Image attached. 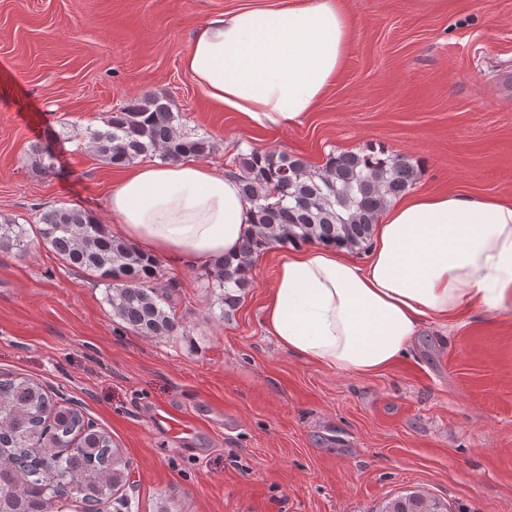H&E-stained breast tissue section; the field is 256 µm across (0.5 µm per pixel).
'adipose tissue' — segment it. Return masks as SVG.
<instances>
[{
  "label": "adipose tissue",
  "mask_w": 512,
  "mask_h": 512,
  "mask_svg": "<svg viewBox=\"0 0 512 512\" xmlns=\"http://www.w3.org/2000/svg\"><path fill=\"white\" fill-rule=\"evenodd\" d=\"M350 37L339 0H295L207 18L185 66L224 110L280 128L314 110ZM108 207L113 235L190 266L237 254L253 231L238 180L201 164L139 165ZM473 306L512 309V202L413 193L386 207L367 262L333 245L289 250L264 322L288 352L360 375L397 360L423 320Z\"/></svg>",
  "instance_id": "1"
}]
</instances>
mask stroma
Listing matches in <instances>:
<instances>
[{
  "label": "stroma",
  "mask_w": 512,
  "mask_h": 512,
  "mask_svg": "<svg viewBox=\"0 0 512 512\" xmlns=\"http://www.w3.org/2000/svg\"><path fill=\"white\" fill-rule=\"evenodd\" d=\"M341 2L352 36L338 79L302 123L271 129L209 101L184 60L208 17L288 0H0V222L28 228L65 205L113 225L127 171L87 133L147 94L174 101L219 171L241 150L317 169L372 145L408 157L416 192L512 200V0ZM284 252L255 258L227 315L202 268L161 258L180 328L142 336L113 318L104 282L40 240L0 249V378L39 382L111 435L130 481L109 512H379L411 491L448 512H512V311L425 321L384 370L343 373L266 330ZM162 411L205 425L186 439L156 423Z\"/></svg>",
  "instance_id": "stroma-1"
}]
</instances>
